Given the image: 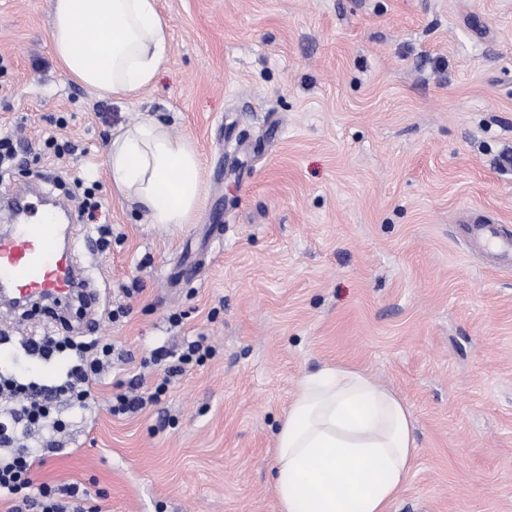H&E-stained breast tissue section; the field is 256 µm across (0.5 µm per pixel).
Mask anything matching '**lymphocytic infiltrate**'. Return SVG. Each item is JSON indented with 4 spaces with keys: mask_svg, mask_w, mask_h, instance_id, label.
<instances>
[{
    "mask_svg": "<svg viewBox=\"0 0 512 512\" xmlns=\"http://www.w3.org/2000/svg\"><path fill=\"white\" fill-rule=\"evenodd\" d=\"M25 351L45 360L66 353L72 363L64 380L53 386L0 375V499L11 502L10 512H68L66 504L58 500V492L82 497L88 503L90 492L81 491L76 484L62 490L46 483L34 484L33 470L57 451L54 435L65 427L56 413L57 401L66 400L79 409L90 403L101 375L112 367L113 347L101 336H72L55 328L29 340ZM211 354V348L199 339L185 342L177 354L163 347L156 349L152 360L164 365L166 380L157 383L147 398L119 395L114 412H134L145 401H158L167 390L168 378L182 374L189 365L201 363ZM86 512L98 509L89 503Z\"/></svg>",
    "mask_w": 512,
    "mask_h": 512,
    "instance_id": "obj_1",
    "label": "lymphocytic infiltrate"
}]
</instances>
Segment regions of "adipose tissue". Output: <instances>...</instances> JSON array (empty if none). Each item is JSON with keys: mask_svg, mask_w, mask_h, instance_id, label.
I'll list each match as a JSON object with an SVG mask.
<instances>
[{"mask_svg": "<svg viewBox=\"0 0 512 512\" xmlns=\"http://www.w3.org/2000/svg\"><path fill=\"white\" fill-rule=\"evenodd\" d=\"M49 41L63 73L125 96L155 81L169 50L156 0H52ZM113 191L150 223L185 224L202 199L190 139L146 119L105 154ZM407 406L345 364L306 374L276 433L278 512H390L416 456Z\"/></svg>", "mask_w": 512, "mask_h": 512, "instance_id": "adipose-tissue-1", "label": "adipose tissue"}]
</instances>
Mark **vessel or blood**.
Segmentation results:
<instances>
[{"label": "vessel or blood", "instance_id": "b4317fda", "mask_svg": "<svg viewBox=\"0 0 512 512\" xmlns=\"http://www.w3.org/2000/svg\"><path fill=\"white\" fill-rule=\"evenodd\" d=\"M41 196L33 184L13 189L10 198L17 219L0 234V287L31 301L67 297L77 281V266L70 248L62 244L57 221L67 208L56 203L52 212L32 220L33 202ZM469 234L476 247L512 268V235L483 216L473 220Z\"/></svg>", "mask_w": 512, "mask_h": 512}]
</instances>
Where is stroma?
Here are the masks:
<instances>
[{
	"mask_svg": "<svg viewBox=\"0 0 512 512\" xmlns=\"http://www.w3.org/2000/svg\"><path fill=\"white\" fill-rule=\"evenodd\" d=\"M158 6L170 47L156 83L112 97L62 73L51 0H0V132L24 123L32 153L52 132L76 147L0 184L94 169L102 208L77 232L110 225L112 246L77 258L94 309L58 314L95 320L128 355L89 411L60 407L65 447L35 481L89 488L100 512H278L280 420L305 372L345 363L412 415L417 457L391 512H512V270L465 239L471 212L512 232V168L498 166L512 147V0ZM145 119L201 157L189 223H150L112 192V134ZM50 325L37 306L0 319V373L58 383L63 358L21 349ZM186 336L213 356L112 415L123 384L148 393L161 377L144 359Z\"/></svg>",
	"mask_w": 512,
	"mask_h": 512,
	"instance_id": "stroma-1",
	"label": "stroma"
}]
</instances>
